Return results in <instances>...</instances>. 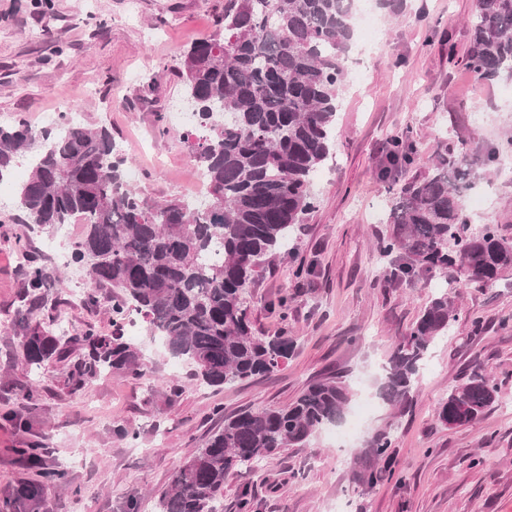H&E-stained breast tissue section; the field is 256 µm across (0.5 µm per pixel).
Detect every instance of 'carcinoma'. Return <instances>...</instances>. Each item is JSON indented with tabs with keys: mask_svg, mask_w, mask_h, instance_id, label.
Wrapping results in <instances>:
<instances>
[{
	"mask_svg": "<svg viewBox=\"0 0 512 512\" xmlns=\"http://www.w3.org/2000/svg\"><path fill=\"white\" fill-rule=\"evenodd\" d=\"M350 2L229 0L223 33L196 40L183 56V94L202 108V134L193 145L208 185L202 209L181 199L153 202L132 187L103 125H70L65 114L64 131L24 121L0 125V181L26 156H38L17 187L16 207L24 223L41 230L85 225L69 264L84 268L90 280L84 304L105 306L115 327L110 336L92 326L67 336L38 323L26 326L19 348L33 369L68 363L73 392L106 371L146 379L143 354L123 332L133 311L208 387L266 376L289 359L292 339L254 333L245 294L266 264L289 253L298 225L316 208L311 178L330 152L355 35ZM464 64L480 80L512 79V0H477ZM415 153L409 138H391L381 179L410 166ZM476 163L464 153H439L426 175L405 184L387 210L393 228L378 243L381 257L398 258L387 277L401 281L452 268L460 286H487L512 270V236L496 224L469 230L464 195ZM18 248L28 263L25 289L36 301L49 274L26 244ZM459 298L456 288L439 289L395 342L379 390L383 401L411 400L432 345L456 320ZM499 392L476 367L438 403L437 420L448 428L469 425ZM349 403V387L329 376L284 406L225 417L159 492L157 512H217L234 472L243 479L238 508L249 512L251 470L286 447L307 446L343 420ZM391 430L389 424L364 441L351 470L356 486L371 490L391 477ZM40 448L30 442L17 449L36 474L14 487L5 508L34 510L49 488L66 483L65 469L41 465Z\"/></svg>",
	"mask_w": 512,
	"mask_h": 512,
	"instance_id": "1",
	"label": "carcinoma"
}]
</instances>
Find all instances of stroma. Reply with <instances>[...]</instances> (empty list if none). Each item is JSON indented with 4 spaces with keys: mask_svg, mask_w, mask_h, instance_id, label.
I'll return each mask as SVG.
<instances>
[{
    "mask_svg": "<svg viewBox=\"0 0 512 512\" xmlns=\"http://www.w3.org/2000/svg\"><path fill=\"white\" fill-rule=\"evenodd\" d=\"M476 0H407L400 15L378 10L380 36L365 51L351 50L339 94L336 137L314 181L318 202L297 233L289 255L266 267L247 300L260 336H289L293 355L270 376L223 388L192 378L190 368L152 344L139 323L135 344L149 376L135 382L107 372L73 393L65 370L36 375L18 343L25 269L17 238L30 239L51 282L30 323L74 333L113 331L104 308H87L85 273L56 263L50 234L23 224L13 201H0V502L35 470L17 455L42 442L45 466H62L67 483L50 488L37 512H155V497L174 470L201 447L225 414L288 404L307 384L333 372L349 385L347 418L318 432L304 448L283 449L250 476L253 512H512V273L494 286L464 288L458 314L420 371L413 401L403 412L378 391L393 342L404 335L437 288L455 272L395 282L383 273L378 242L389 233V202L411 177L426 174L437 152L481 159L482 222L512 236V177L487 161L492 146L512 134V84L482 81L460 57L469 43ZM228 0H0V115L41 125L63 109L87 124L103 123L125 160L131 183L155 201L181 197L194 182L184 130L168 121L184 108L178 76L184 52L214 35ZM409 132L418 153L411 167L381 182L391 136ZM314 273L296 279L300 265ZM291 294L287 317L269 309ZM480 335L470 333L473 319ZM490 372L502 399L473 424L448 428L438 402L472 366ZM182 390L171 396L166 379ZM41 383L30 405L20 388ZM18 412L29 430L12 428L2 414ZM393 424L394 478L364 493L349 481L364 438ZM136 432V443L116 427Z\"/></svg>",
    "mask_w": 512,
    "mask_h": 512,
    "instance_id": "stroma-1",
    "label": "stroma"
}]
</instances>
